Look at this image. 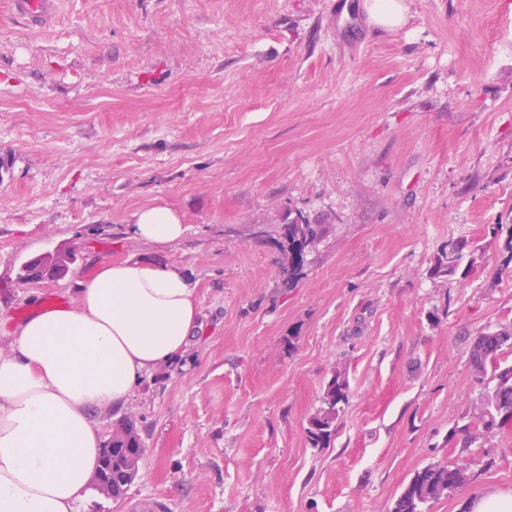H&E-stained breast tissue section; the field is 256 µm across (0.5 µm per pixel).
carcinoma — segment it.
Returning <instances> with one entry per match:
<instances>
[{"instance_id": "cac0c4a2", "label": "carcinoma", "mask_w": 512, "mask_h": 512, "mask_svg": "<svg viewBox=\"0 0 512 512\" xmlns=\"http://www.w3.org/2000/svg\"><path fill=\"white\" fill-rule=\"evenodd\" d=\"M325 226L313 224L302 213L288 218L280 225L274 239L282 257L288 281L294 282L305 274V257L323 237ZM465 245L450 240L438 252L432 272L437 277L457 274L465 260ZM512 351V326L490 329L474 342L470 361L476 370L490 375L491 391L484 399L479 425L466 423L453 428L451 435L464 434L463 444L476 438V430H491L512 421V364L504 366L501 356ZM350 386L341 373H333L323 388L320 407L308 420L307 437L312 447L325 448L336 434L337 422L349 402ZM142 439L137 428V417L129 412L112 423V477L113 498L124 495L139 470L143 452ZM464 464H433L417 472L404 492L396 499L392 512H426L429 502L452 495L467 480Z\"/></svg>"}]
</instances>
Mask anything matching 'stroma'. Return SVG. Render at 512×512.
<instances>
[{
    "label": "stroma",
    "mask_w": 512,
    "mask_h": 512,
    "mask_svg": "<svg viewBox=\"0 0 512 512\" xmlns=\"http://www.w3.org/2000/svg\"><path fill=\"white\" fill-rule=\"evenodd\" d=\"M407 3L380 32L361 0H60L40 29L0 0V313L130 259L178 267L202 322L129 402L138 477L78 512H390L453 462L469 482L427 512L512 491L511 424L448 438L488 391L475 338L512 324V0ZM156 204L178 242L132 234ZM298 211L328 231L290 285ZM451 240L472 265L434 276ZM56 252L64 278L19 282ZM336 371L349 403L314 448ZM347 378L334 372L323 388L320 407L308 420L307 437L312 447L326 448L336 434L337 422L349 402Z\"/></svg>",
    "instance_id": "obj_1"
}]
</instances>
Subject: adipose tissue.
<instances>
[{
    "instance_id": "1",
    "label": "adipose tissue",
    "mask_w": 512,
    "mask_h": 512,
    "mask_svg": "<svg viewBox=\"0 0 512 512\" xmlns=\"http://www.w3.org/2000/svg\"><path fill=\"white\" fill-rule=\"evenodd\" d=\"M362 8L368 26L388 32L410 18L407 0ZM185 231L165 205L134 215V235L156 245ZM200 328L179 269L133 260L98 264L71 307L37 302L21 323L0 321V512H76L98 473L102 412L125 406Z\"/></svg>"
}]
</instances>
